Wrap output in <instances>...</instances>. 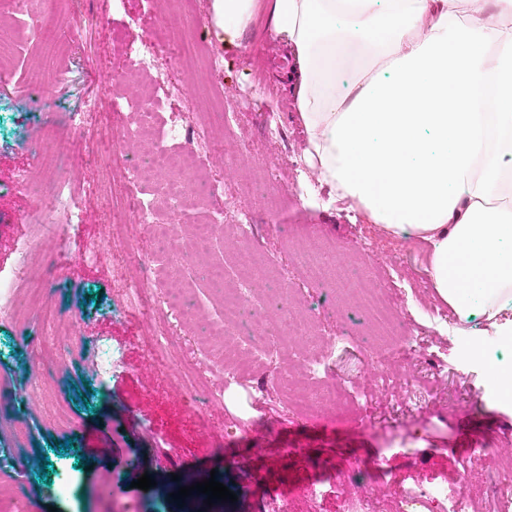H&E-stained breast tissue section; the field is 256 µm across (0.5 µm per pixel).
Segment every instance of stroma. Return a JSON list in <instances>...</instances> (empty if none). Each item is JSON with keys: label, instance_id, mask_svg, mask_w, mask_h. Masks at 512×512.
Listing matches in <instances>:
<instances>
[{"label": "stroma", "instance_id": "stroma-1", "mask_svg": "<svg viewBox=\"0 0 512 512\" xmlns=\"http://www.w3.org/2000/svg\"><path fill=\"white\" fill-rule=\"evenodd\" d=\"M212 0H186L177 16L186 31L219 54L222 66L216 82L224 109L251 139V153L224 162V187L235 194L237 206L251 210L249 237L265 252L272 273L261 303L277 294L300 288L309 305L320 313L323 330L336 331V294L324 285L305 281L289 261L295 227L310 225L336 247H354L361 238L374 239L386 278L392 288H411L436 299L424 271L427 246L414 241L396 249L378 237L374 227L347 203L331 202L329 188L305 191L298 170L308 169L304 158L306 134L287 80L291 56L275 41L266 17L234 36H223L213 21ZM164 0H29L28 14L42 26L25 41L0 51V277L14 267L16 249L33 239V227L50 222L39 197L20 185L22 170L33 168L31 144L47 156L59 153L97 155L90 167L75 165L61 171V187L82 199L86 221L70 230L63 248L68 266L54 268L52 253L40 247L30 270L34 277H51L58 283L65 310L78 320L74 359L61 368L45 365L40 382L43 409L18 407L21 424L11 434H0V512H194L192 503L171 498L178 477L213 476L233 491L236 502L215 503L209 512H260L268 498L287 496L291 512H341L347 486L325 479L329 461L359 465L356 479L366 485L376 464L389 472L386 501L400 489L441 485L449 490L467 489L485 499L496 473L493 460L476 471L466 470L469 449L494 445L499 455L512 457V406L479 405L475 398L485 385L488 367L512 365L511 349H493L486 360H466L448 349L445 368L422 356L414 367L413 391L426 394L423 427L403 447H387L385 436L409 427L412 405L379 409L377 430L362 431L338 421L313 422L287 412L278 402L255 407L250 391L263 385L265 376L250 378L247 387L224 390L223 371L209 379L208 397L171 390L166 374L144 378L142 365L150 354L147 332L123 313L121 278L148 276L151 288H166L175 266L155 253L140 225L123 228L135 250L130 267L115 271L110 261L81 263L88 246L110 234L105 222L113 197L125 207L146 196L144 187L116 179L115 173L141 164L137 152L112 155L110 143L118 120L112 105L113 87L124 97H144L143 87L129 78L134 65L129 50L141 41L156 38L157 11ZM115 71L110 83L99 74L107 66ZM91 97L101 110L96 120L72 132L64 115L78 111ZM278 126L284 140L268 150L265 124ZM273 167L279 186L268 199L241 193L244 173ZM97 301H89L90 293ZM118 348L123 363L107 376H99L95 343ZM44 342L34 319L0 323V394H21L34 359ZM66 410L70 422L57 419ZM72 440V449L60 443ZM289 449L274 471H267L255 447ZM54 470L42 480V457ZM149 473L154 487H130L123 472L128 460ZM319 480L323 493L312 501L303 495L305 484Z\"/></svg>", "mask_w": 512, "mask_h": 512}]
</instances>
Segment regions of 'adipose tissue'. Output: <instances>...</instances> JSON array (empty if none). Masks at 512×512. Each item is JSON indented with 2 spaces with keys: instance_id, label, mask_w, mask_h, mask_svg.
<instances>
[{
  "instance_id": "obj_1",
  "label": "adipose tissue",
  "mask_w": 512,
  "mask_h": 512,
  "mask_svg": "<svg viewBox=\"0 0 512 512\" xmlns=\"http://www.w3.org/2000/svg\"><path fill=\"white\" fill-rule=\"evenodd\" d=\"M269 0L317 180L432 246L439 298L476 292L512 344V0ZM260 0H213L237 34Z\"/></svg>"
}]
</instances>
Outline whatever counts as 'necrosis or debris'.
<instances>
[{"label": "necrosis or debris", "mask_w": 512, "mask_h": 512, "mask_svg": "<svg viewBox=\"0 0 512 512\" xmlns=\"http://www.w3.org/2000/svg\"><path fill=\"white\" fill-rule=\"evenodd\" d=\"M197 51L195 39L177 29H169L165 40L149 41L133 47L137 76L150 77L153 94L165 98H182L183 85L167 81L160 67L163 56L192 58ZM133 127L116 129L112 139L115 152H125L137 144L149 154V159L133 172L135 181L152 186L151 198L140 201L135 214L139 224L148 232L151 243L167 252L182 265L187 261L202 263L212 240L221 233H233L240 241L233 262L240 274L237 287L225 285L223 268L210 267L209 285L221 297L223 311L212 323L211 336L224 352V380L233 383L249 377L253 367L262 365L272 377L264 388L255 392L257 399H275L287 395L288 406L302 410L312 421L341 416L348 403L359 404L362 413L356 424L372 430L376 427L372 414L374 401L352 389L337 378L331 362L346 338L343 334L326 335L317 330L318 316L309 309L296 310L287 301H280L276 317L264 310H249L251 298L259 293L267 278L263 252L254 246L245 233L251 222L250 211L237 210L233 224L224 222V182L217 177L198 183L197 169L207 160L228 156L234 159L249 153V140L237 135L218 136L212 130L193 125L182 117L159 123L150 101L127 102ZM22 183L38 182L45 210L63 216V224L38 225L40 239L56 244L62 227L83 223L84 212L75 196L60 193L51 176L33 177L25 170L19 176ZM200 196L214 205L209 223L195 225L184 231L178 224H159L155 221V200L164 198L171 209H179L190 198ZM317 235L304 233L300 247L293 252L295 264L310 269L315 278L329 281L343 300L354 302L362 316V336L365 340L369 376L386 380L388 372L406 374L423 344L412 316L422 310L432 328L448 331L450 317L446 310L421 295L405 291L390 292L380 281L353 277V263L377 264L379 257L373 247L358 250L356 259H341L335 253L319 254ZM30 252L21 248L11 278H0V322L16 318L19 309H27L43 328V338L55 346L60 355H67L76 333L77 321L57 303L55 279L39 282L28 278ZM185 285L173 280L170 287L157 292L150 288L146 277L126 280L124 306L136 314L144 326L154 328L152 360L165 364V351L177 343L181 326L189 317L183 307ZM446 504L448 512H473V505L464 491L448 492L437 485L403 493L398 506L426 502Z\"/></svg>", "instance_id": "1"}]
</instances>
